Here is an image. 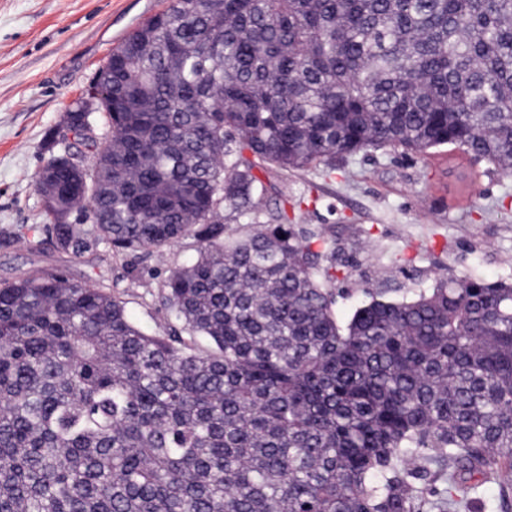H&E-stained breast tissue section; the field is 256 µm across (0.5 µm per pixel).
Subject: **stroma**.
Here are the masks:
<instances>
[{"instance_id": "stroma-1", "label": "stroma", "mask_w": 512, "mask_h": 512, "mask_svg": "<svg viewBox=\"0 0 512 512\" xmlns=\"http://www.w3.org/2000/svg\"><path fill=\"white\" fill-rule=\"evenodd\" d=\"M168 0H0V230L46 221L34 176L48 157L49 132L139 23ZM298 171L258 170L268 195L254 214L224 213L230 232L269 223L275 208L289 223L335 238L353 268L331 284L348 319L364 290L399 299L442 276L512 282V172L445 147L402 154L390 148L339 157ZM197 255L184 237L163 255L140 258V280L105 250L82 256L25 243L0 246V279L35 268L104 287L127 302L133 320L163 333L160 282Z\"/></svg>"}]
</instances>
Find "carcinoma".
Returning a JSON list of instances; mask_svg holds the SVG:
<instances>
[{
  "label": "carcinoma",
  "mask_w": 512,
  "mask_h": 512,
  "mask_svg": "<svg viewBox=\"0 0 512 512\" xmlns=\"http://www.w3.org/2000/svg\"><path fill=\"white\" fill-rule=\"evenodd\" d=\"M96 77L90 162L47 143L31 246L198 255L162 335L58 270L0 281V512H508L512 283L343 322L335 242L220 213L255 210L259 166L370 149L511 170L512 0H169Z\"/></svg>",
  "instance_id": "obj_1"
}]
</instances>
